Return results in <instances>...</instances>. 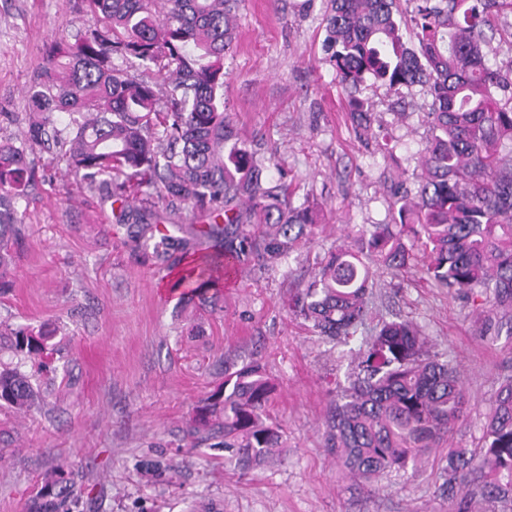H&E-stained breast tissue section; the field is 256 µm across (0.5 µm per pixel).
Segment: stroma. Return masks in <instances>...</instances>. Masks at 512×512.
Here are the masks:
<instances>
[{
    "label": "stroma",
    "instance_id": "1",
    "mask_svg": "<svg viewBox=\"0 0 512 512\" xmlns=\"http://www.w3.org/2000/svg\"><path fill=\"white\" fill-rule=\"evenodd\" d=\"M326 3L238 4L224 108L269 176L294 181L296 202L316 206L322 229L299 257L223 278L216 303L172 289L137 226L117 223L65 156L41 153L46 180L29 198L0 321L48 331L54 361L38 370L0 339V361L40 386L28 410L0 408V512H451L446 449L372 489L342 475L323 433L330 392L351 358L283 308L346 233L390 222L386 187L412 174L427 137L418 88L390 93L369 82L361 97L381 123L395 124L400 144L390 156L374 135H355L324 47ZM94 22L71 0H0L1 141L25 127L45 47ZM402 108L408 116L395 123ZM380 282L383 315L418 323L463 372L471 408L451 442L475 448L500 380L512 374V341L477 339L470 304L433 287L419 267ZM254 354L275 386L288 448L242 474L225 467L217 440L190 448L184 431L223 383L225 357Z\"/></svg>",
    "mask_w": 512,
    "mask_h": 512
}]
</instances>
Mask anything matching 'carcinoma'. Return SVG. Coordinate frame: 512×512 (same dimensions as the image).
<instances>
[{"label":"carcinoma","instance_id":"obj_1","mask_svg":"<svg viewBox=\"0 0 512 512\" xmlns=\"http://www.w3.org/2000/svg\"><path fill=\"white\" fill-rule=\"evenodd\" d=\"M238 0H74L98 24L75 42L46 50L30 89L33 112L19 144L0 142V281L22 204L41 180L37 149L64 151L75 176L119 205L121 224L141 225L154 260L173 287L195 293L213 274L267 270L298 252L318 229L313 206L266 177L256 151L224 113V57L235 40ZM325 48L339 84L355 103L351 126L372 131L373 113L357 97L366 80L420 86L431 102V136L413 186L393 184L398 222L374 224L330 253L312 280L289 294V317L334 344H348L375 320L347 385L330 401L325 447L340 469L372 481L448 448L443 483L456 512L512 495V376L491 400L479 450L447 447L467 416L471 393L459 369L431 353L412 321L376 318L377 272L397 273L422 252L437 288L463 294L477 336L512 325V23L496 38V19L512 0H329ZM137 64V78L114 60ZM69 116L57 127L54 114ZM175 216L188 206L209 216L207 237L224 236L223 259L201 265L195 236L152 224L154 198ZM16 350L43 357L49 336L10 329ZM274 385L258 358H224L221 403L198 410L186 437H221L225 461L242 472L278 457L282 425L270 416ZM34 388L18 368L0 370V406L22 409Z\"/></svg>","mask_w":512,"mask_h":512}]
</instances>
